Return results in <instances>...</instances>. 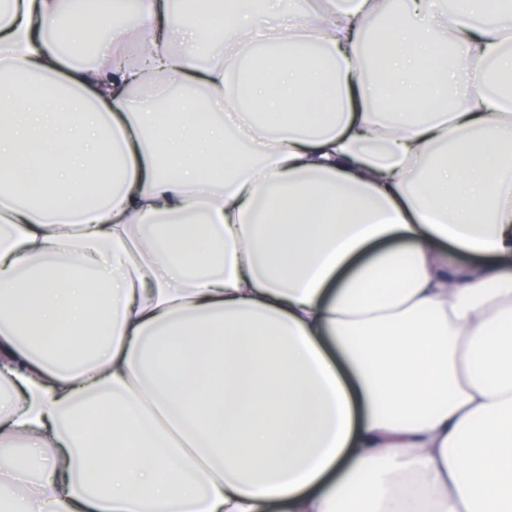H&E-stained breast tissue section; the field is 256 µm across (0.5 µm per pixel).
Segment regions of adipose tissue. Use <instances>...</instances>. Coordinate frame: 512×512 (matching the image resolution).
I'll list each match as a JSON object with an SVG mask.
<instances>
[{
    "label": "adipose tissue",
    "instance_id": "adipose-tissue-1",
    "mask_svg": "<svg viewBox=\"0 0 512 512\" xmlns=\"http://www.w3.org/2000/svg\"><path fill=\"white\" fill-rule=\"evenodd\" d=\"M302 2L0 0V512H512V0Z\"/></svg>",
    "mask_w": 512,
    "mask_h": 512
}]
</instances>
